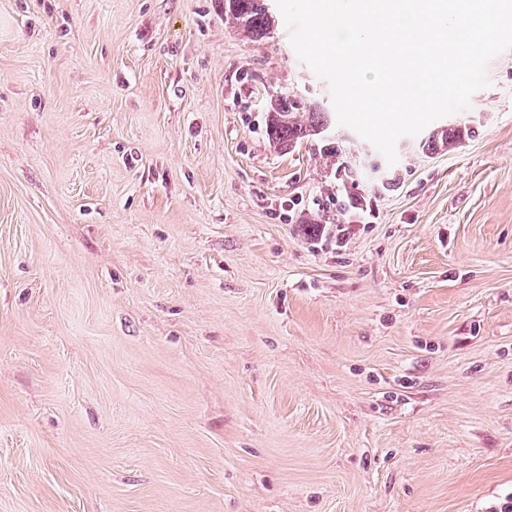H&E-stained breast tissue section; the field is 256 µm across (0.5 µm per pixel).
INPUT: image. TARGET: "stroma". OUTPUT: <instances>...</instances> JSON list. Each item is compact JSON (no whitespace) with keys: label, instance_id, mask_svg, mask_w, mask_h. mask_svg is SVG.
I'll return each mask as SVG.
<instances>
[{"label":"stroma","instance_id":"1","mask_svg":"<svg viewBox=\"0 0 512 512\" xmlns=\"http://www.w3.org/2000/svg\"><path fill=\"white\" fill-rule=\"evenodd\" d=\"M388 163L284 19L0 0V512H490L512 493V49ZM342 151L326 164L325 146ZM267 2V0H225V22L238 26L252 40H261L275 24ZM326 122L325 112L307 108L296 96H282L269 104L267 135L273 144L291 151L306 138L322 133Z\"/></svg>","mask_w":512,"mask_h":512}]
</instances>
